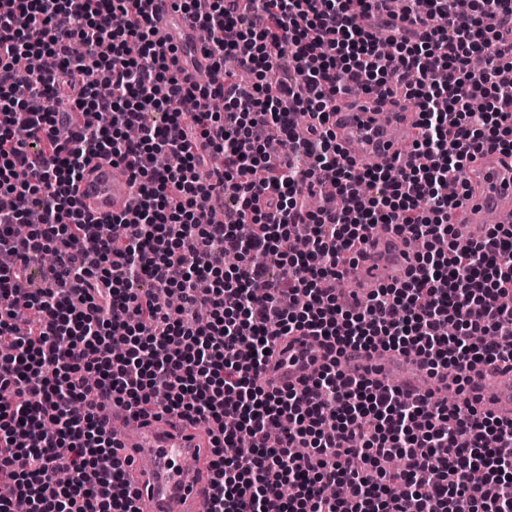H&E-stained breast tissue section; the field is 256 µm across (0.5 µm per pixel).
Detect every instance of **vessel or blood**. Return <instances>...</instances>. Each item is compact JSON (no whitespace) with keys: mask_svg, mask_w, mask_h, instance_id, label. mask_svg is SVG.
<instances>
[{"mask_svg":"<svg viewBox=\"0 0 512 512\" xmlns=\"http://www.w3.org/2000/svg\"><path fill=\"white\" fill-rule=\"evenodd\" d=\"M151 8L159 19L165 50L178 56L181 78L191 82L208 73L211 64L201 52L195 19L176 9L175 0H152ZM417 119L414 101L376 89L361 97L346 95L335 116V131L360 168H382L407 151L416 136ZM469 170L472 192L449 211L448 221L461 238L477 240L489 225L512 224V157L487 151ZM75 191L83 210L101 219L131 212L138 200L125 166L106 159L86 167ZM413 265L404 238L380 226L372 231L348 281L352 291L364 297L383 285L404 281ZM323 362L324 351L313 337L291 336L277 348L260 383L269 389L299 391ZM341 362L349 374L413 395L442 393L457 377L453 369L432 375L419 358L394 352L370 355L349 350ZM474 381L482 388L488 411L512 419V371L481 364ZM104 416L121 453L133 460L125 481L137 493L141 512H208L213 491L208 425L176 415L137 419L112 407Z\"/></svg>","mask_w":512,"mask_h":512,"instance_id":"b4317fda","label":"vessel or blood"}]
</instances>
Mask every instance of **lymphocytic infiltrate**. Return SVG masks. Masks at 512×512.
Masks as SVG:
<instances>
[{
  "label": "lymphocytic infiltrate",
  "instance_id": "f902f5d3",
  "mask_svg": "<svg viewBox=\"0 0 512 512\" xmlns=\"http://www.w3.org/2000/svg\"><path fill=\"white\" fill-rule=\"evenodd\" d=\"M0 49L15 64L49 54L25 86H0V512H138L125 458L99 414L116 402L219 430L208 512H512V421L480 407L478 363L512 369V225L458 254L450 175L474 155L512 156V0H182L211 38L220 82L184 85L161 50L151 0H6ZM91 56L72 53L74 42ZM233 57L248 82L225 71ZM290 63L294 80L268 73ZM110 72L112 90L96 81ZM399 86L419 107L413 165L360 169L328 122L350 85ZM87 122L67 129L63 116ZM306 115L297 128L290 115ZM177 166L157 164L160 152ZM237 183L220 224L201 223L216 192L208 156ZM128 166L131 216L87 215L74 184L89 158ZM268 194L258 207V191ZM41 223L15 232L31 209ZM255 230L243 239L237 225ZM426 241L402 284L336 294L353 250L377 225ZM279 252L278 271L268 256ZM240 262L225 269L224 256ZM181 300L171 318L156 295ZM301 300L284 308L280 299ZM454 324L456 335L443 333ZM297 332L344 354L357 347L458 372L462 403L346 374L330 363L306 390L258 377ZM248 438L250 454L224 451ZM399 469L384 467L389 458ZM70 481L59 485L58 473ZM345 485V495H326ZM402 496L389 492L392 485Z\"/></svg>",
  "mask_w": 512,
  "mask_h": 512
}]
</instances>
